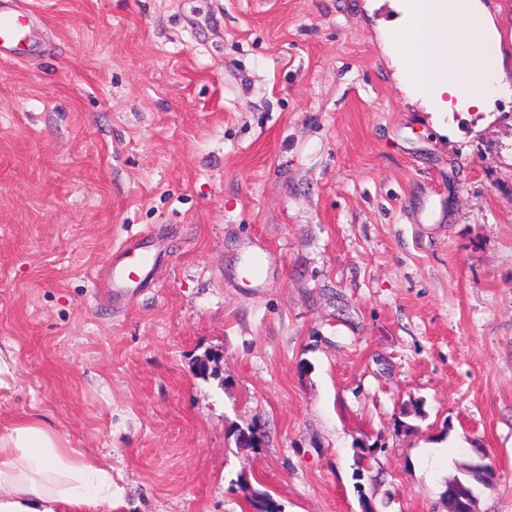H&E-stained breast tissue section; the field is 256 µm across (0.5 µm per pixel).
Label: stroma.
Segmentation results:
<instances>
[{
	"label": "stroma",
	"instance_id": "35a3bbf8",
	"mask_svg": "<svg viewBox=\"0 0 512 512\" xmlns=\"http://www.w3.org/2000/svg\"><path fill=\"white\" fill-rule=\"evenodd\" d=\"M15 2L0 431L105 456L115 512H447L484 453L512 512V98L408 97L399 0ZM145 236L155 287L100 294ZM33 42L34 30L29 16L0 5V53L20 50Z\"/></svg>",
	"mask_w": 512,
	"mask_h": 512
}]
</instances>
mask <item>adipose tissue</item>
<instances>
[{
  "label": "adipose tissue",
  "instance_id": "1",
  "mask_svg": "<svg viewBox=\"0 0 512 512\" xmlns=\"http://www.w3.org/2000/svg\"><path fill=\"white\" fill-rule=\"evenodd\" d=\"M408 93L438 113L488 112L512 94L501 33L480 0H402L390 34ZM0 512H112V467L43 415L0 433Z\"/></svg>",
  "mask_w": 512,
  "mask_h": 512
}]
</instances>
